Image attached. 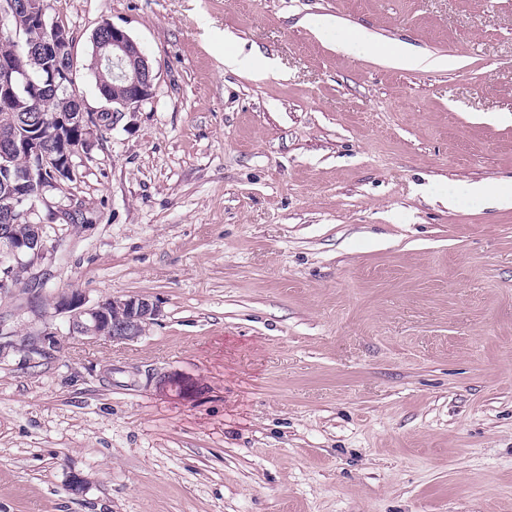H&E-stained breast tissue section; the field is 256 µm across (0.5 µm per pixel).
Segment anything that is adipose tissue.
Here are the masks:
<instances>
[{
  "mask_svg": "<svg viewBox=\"0 0 512 512\" xmlns=\"http://www.w3.org/2000/svg\"><path fill=\"white\" fill-rule=\"evenodd\" d=\"M316 27L325 41L336 46L337 50L354 57L385 56L395 65L408 70H421L431 66L445 67L449 64L448 58L445 57L430 59L397 46L380 45L372 41L362 30L342 28L329 19L318 21Z\"/></svg>",
  "mask_w": 512,
  "mask_h": 512,
  "instance_id": "adipose-tissue-1",
  "label": "adipose tissue"
}]
</instances>
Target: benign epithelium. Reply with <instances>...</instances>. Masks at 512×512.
Instances as JSON below:
<instances>
[{
  "mask_svg": "<svg viewBox=\"0 0 512 512\" xmlns=\"http://www.w3.org/2000/svg\"><path fill=\"white\" fill-rule=\"evenodd\" d=\"M11 17L16 21L17 34L31 25L45 31L46 38L35 47L36 55L64 63L72 57V36L48 17L44 0H0V20L4 22ZM103 29L110 32L111 38L104 40L100 37ZM92 41L106 62L121 64L127 59L131 62V69L124 73L128 93L122 105L138 106L153 97L156 75L148 58L127 32L105 21L92 34ZM70 79L71 70L59 66L48 70L38 84L26 70L17 68L10 61H1L0 101L14 104L28 93L41 92L51 96L59 89H68ZM59 121L64 129L57 130L58 144L55 147L47 145L45 128L39 123L31 125V132L21 141L0 136V172L7 177L4 186L15 223L28 224L33 230L29 239L0 230V292L13 286L47 252L45 225L35 221L37 205L31 200L29 183L38 174L45 177L38 192L40 200L46 191L60 188L63 182L73 178L75 159L88 153L93 139L101 135L103 128L100 115L82 107L74 118L61 117ZM17 150L29 157L28 168L23 171L14 170L9 165L12 153ZM58 307L68 313L72 335L106 343L137 339L160 314L158 305L145 297H113L88 305L78 290L62 296Z\"/></svg>",
  "mask_w": 512,
  "mask_h": 512,
  "instance_id": "obj_1",
  "label": "benign epithelium"
}]
</instances>
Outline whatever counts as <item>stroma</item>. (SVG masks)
Instances as JSON below:
<instances>
[{
    "label": "stroma",
    "instance_id": "1",
    "mask_svg": "<svg viewBox=\"0 0 512 512\" xmlns=\"http://www.w3.org/2000/svg\"><path fill=\"white\" fill-rule=\"evenodd\" d=\"M50 15L86 110L109 108L84 68L102 22L156 84L40 205L39 294L0 293L15 338L56 334L0 356V512H512V206L448 196L512 180V0ZM320 18L453 63L348 56ZM74 289L161 313L134 341L74 337ZM224 64L230 67H245L254 75L265 74L270 69V60L261 54L246 59H239L234 51L224 54Z\"/></svg>",
    "mask_w": 512,
    "mask_h": 512
}]
</instances>
